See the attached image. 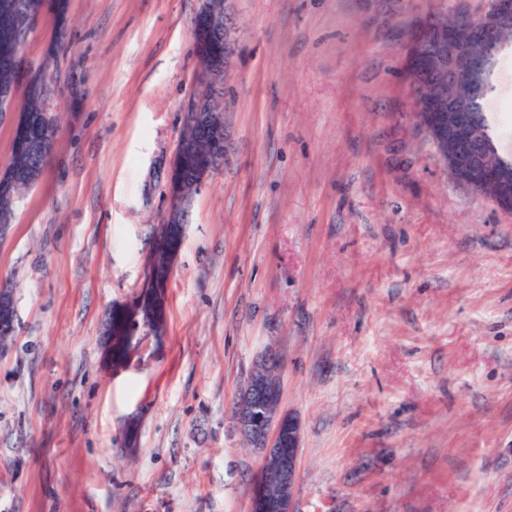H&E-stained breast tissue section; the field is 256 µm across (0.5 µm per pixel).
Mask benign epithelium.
Returning <instances> with one entry per match:
<instances>
[{"label":"benign epithelium","instance_id":"obj_1","mask_svg":"<svg viewBox=\"0 0 512 512\" xmlns=\"http://www.w3.org/2000/svg\"><path fill=\"white\" fill-rule=\"evenodd\" d=\"M196 21H204L224 32V68L232 65L236 50L233 29L226 19L216 17L209 0H197ZM512 24V0H488L487 8L473 17L460 13L442 25L429 15L421 17L412 36L420 48L411 61L416 86L433 87L435 92L417 102L416 116L425 128L449 175L476 196L489 199L501 210L512 213V175L491 162L484 151L472 148L473 108L461 91L474 85L487 66L486 58L475 52L477 39L488 40ZM199 91L183 107L184 124L216 138H226V123L215 120L211 102L224 103V82L216 73L197 76ZM168 211L156 230V246L168 247L170 225L188 215L193 196L167 187ZM16 310L13 291L0 289V333L14 331ZM281 361L274 355L256 360L235 401V426L247 447L259 459L251 490L254 512H295L294 498L299 484L302 423L290 413L279 411L282 392L266 376L279 371Z\"/></svg>","mask_w":512,"mask_h":512}]
</instances>
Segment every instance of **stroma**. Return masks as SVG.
I'll use <instances>...</instances> for the list:
<instances>
[{"label": "stroma", "mask_w": 512, "mask_h": 512, "mask_svg": "<svg viewBox=\"0 0 512 512\" xmlns=\"http://www.w3.org/2000/svg\"><path fill=\"white\" fill-rule=\"evenodd\" d=\"M443 4L487 0H234L224 166L164 336L110 368L105 312L166 219L197 2L68 0L61 130L0 241V512H250L232 404L267 354L303 425L296 512H512V215L448 175L406 77ZM494 82L512 149V47ZM7 288H1V286ZM0 333L11 334L14 331L16 323V310L14 306L13 291L10 289L11 284L5 281L0 285ZM12 333L10 336H13Z\"/></svg>", "instance_id": "1"}]
</instances>
